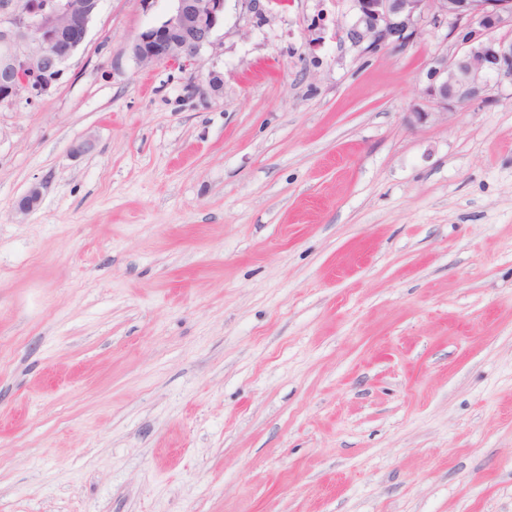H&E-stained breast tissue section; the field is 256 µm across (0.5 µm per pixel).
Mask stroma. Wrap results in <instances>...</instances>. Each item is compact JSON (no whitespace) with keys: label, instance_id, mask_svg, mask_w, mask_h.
Here are the masks:
<instances>
[{"label":"stroma","instance_id":"stroma-1","mask_svg":"<svg viewBox=\"0 0 512 512\" xmlns=\"http://www.w3.org/2000/svg\"><path fill=\"white\" fill-rule=\"evenodd\" d=\"M172 8L0 103V512H512V88L413 125L446 29L370 54L349 0L142 65Z\"/></svg>","mask_w":512,"mask_h":512}]
</instances>
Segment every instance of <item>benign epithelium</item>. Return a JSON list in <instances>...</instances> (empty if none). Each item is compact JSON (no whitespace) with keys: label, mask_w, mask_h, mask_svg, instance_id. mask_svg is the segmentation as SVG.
Masks as SVG:
<instances>
[{"label":"benign epithelium","mask_w":512,"mask_h":512,"mask_svg":"<svg viewBox=\"0 0 512 512\" xmlns=\"http://www.w3.org/2000/svg\"><path fill=\"white\" fill-rule=\"evenodd\" d=\"M100 0H0V100L31 102L62 79L85 43ZM356 21L341 32L365 51L404 50L424 23L446 26L451 54L430 60L424 96L433 112L411 113L423 125L448 113L498 102L491 91L512 87V0H350ZM224 0H174L170 14L139 32L129 49L143 65L192 61L216 48ZM32 186L18 202L26 214L41 200Z\"/></svg>","instance_id":"7a95c632"}]
</instances>
